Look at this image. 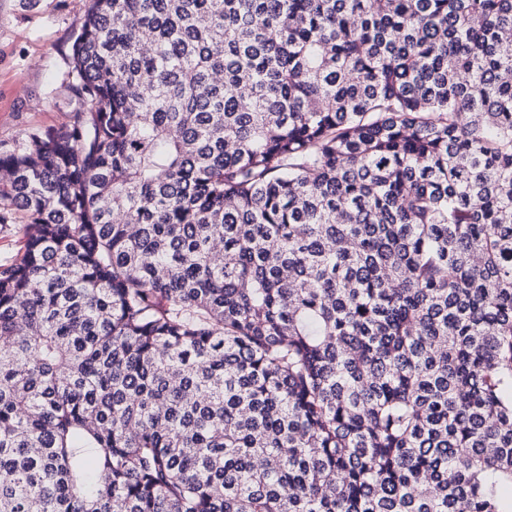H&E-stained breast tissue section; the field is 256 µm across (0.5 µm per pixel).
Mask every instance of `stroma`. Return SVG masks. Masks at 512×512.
Wrapping results in <instances>:
<instances>
[{
  "label": "stroma",
  "mask_w": 512,
  "mask_h": 512,
  "mask_svg": "<svg viewBox=\"0 0 512 512\" xmlns=\"http://www.w3.org/2000/svg\"><path fill=\"white\" fill-rule=\"evenodd\" d=\"M86 0H0V147L24 131L64 121L71 98V45Z\"/></svg>",
  "instance_id": "stroma-1"
}]
</instances>
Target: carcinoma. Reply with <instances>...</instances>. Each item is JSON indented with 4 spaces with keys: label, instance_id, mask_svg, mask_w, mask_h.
I'll return each instance as SVG.
<instances>
[{
    "label": "carcinoma",
    "instance_id": "1",
    "mask_svg": "<svg viewBox=\"0 0 512 512\" xmlns=\"http://www.w3.org/2000/svg\"><path fill=\"white\" fill-rule=\"evenodd\" d=\"M0 151V512H512V0H88ZM17 224L12 226L2 227L0 229V263L9 261L17 257L22 246L23 235L19 231V226L22 221L20 217L17 218Z\"/></svg>",
    "mask_w": 512,
    "mask_h": 512
}]
</instances>
